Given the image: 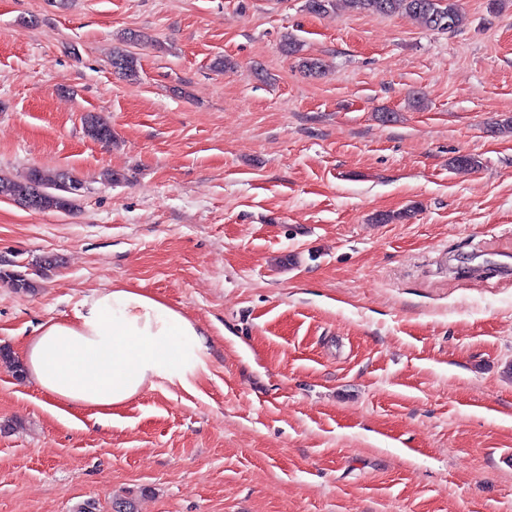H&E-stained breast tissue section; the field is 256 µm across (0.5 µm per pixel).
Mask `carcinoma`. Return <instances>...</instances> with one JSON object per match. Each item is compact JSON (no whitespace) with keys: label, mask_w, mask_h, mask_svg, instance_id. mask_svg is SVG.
I'll use <instances>...</instances> for the list:
<instances>
[{"label":"carcinoma","mask_w":512,"mask_h":512,"mask_svg":"<svg viewBox=\"0 0 512 512\" xmlns=\"http://www.w3.org/2000/svg\"><path fill=\"white\" fill-rule=\"evenodd\" d=\"M338 4L349 12L360 14L389 15L401 10L431 30L448 33L458 30L465 20L457 0H305L306 9L315 14ZM112 68L131 80L137 77L136 59L128 52H115L112 55ZM87 132L101 143L112 142V128L96 118L87 122ZM80 185L81 180L64 172L32 168L22 181L0 176V197L5 196L38 211H69L75 207L78 199L73 188ZM0 280L18 291L33 292L36 288L32 280L2 269Z\"/></svg>","instance_id":"carcinoma-1"}]
</instances>
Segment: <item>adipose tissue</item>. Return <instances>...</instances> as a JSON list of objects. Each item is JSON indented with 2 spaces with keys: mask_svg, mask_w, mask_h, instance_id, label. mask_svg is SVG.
Here are the masks:
<instances>
[{
  "mask_svg": "<svg viewBox=\"0 0 512 512\" xmlns=\"http://www.w3.org/2000/svg\"><path fill=\"white\" fill-rule=\"evenodd\" d=\"M209 339L194 321L130 286L84 298L71 321H49L24 352L29 376L71 407L107 411L165 382L189 386L205 370Z\"/></svg>",
  "mask_w": 512,
  "mask_h": 512,
  "instance_id": "obj_1",
  "label": "adipose tissue"
}]
</instances>
